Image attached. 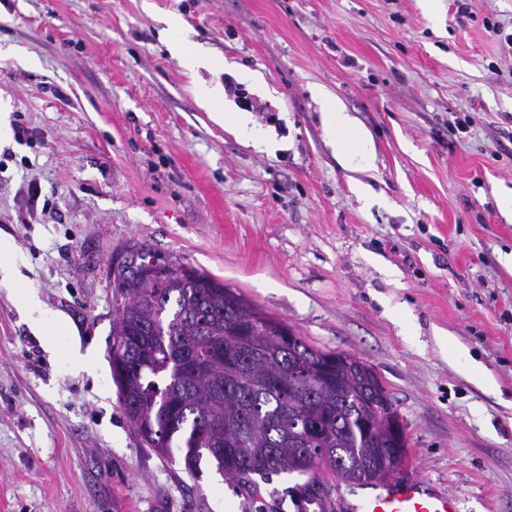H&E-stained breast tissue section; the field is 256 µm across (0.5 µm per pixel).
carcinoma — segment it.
<instances>
[{
	"label": "carcinoma",
	"mask_w": 512,
	"mask_h": 512,
	"mask_svg": "<svg viewBox=\"0 0 512 512\" xmlns=\"http://www.w3.org/2000/svg\"><path fill=\"white\" fill-rule=\"evenodd\" d=\"M149 275L114 285L112 354L120 405L146 449L182 453L194 473L207 454L247 494L256 478L297 473L306 500L322 504L323 471L343 483L372 485L395 452L390 435L368 431L361 412L372 389L365 362H326L328 354L300 342L289 348L280 321L247 303L216 278L171 262ZM304 420L293 431L291 421Z\"/></svg>",
	"instance_id": "1"
}]
</instances>
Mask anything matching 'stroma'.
<instances>
[{
  "label": "stroma",
  "instance_id": "obj_1",
  "mask_svg": "<svg viewBox=\"0 0 512 512\" xmlns=\"http://www.w3.org/2000/svg\"><path fill=\"white\" fill-rule=\"evenodd\" d=\"M171 17L223 68L185 70ZM508 34L512 0H0V512H299L297 475L248 495L210 458L192 476L143 448L108 357L112 263L139 248L373 367L406 473L512 512ZM229 81L275 150L200 105ZM326 94L370 161L334 154ZM18 288L61 320L54 347Z\"/></svg>",
  "mask_w": 512,
  "mask_h": 512
}]
</instances>
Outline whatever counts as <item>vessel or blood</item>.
Masks as SVG:
<instances>
[{
	"mask_svg": "<svg viewBox=\"0 0 512 512\" xmlns=\"http://www.w3.org/2000/svg\"><path fill=\"white\" fill-rule=\"evenodd\" d=\"M351 512H461L458 497L415 477L360 489Z\"/></svg>",
	"mask_w": 512,
	"mask_h": 512,
	"instance_id": "b4317fda",
	"label": "vessel or blood"
}]
</instances>
